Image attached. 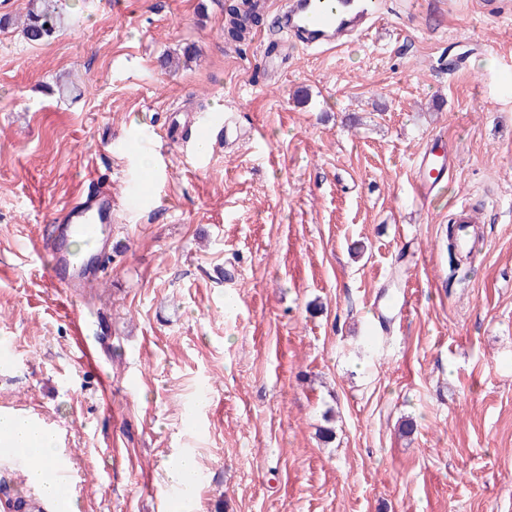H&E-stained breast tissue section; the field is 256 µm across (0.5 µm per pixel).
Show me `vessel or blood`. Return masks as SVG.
Wrapping results in <instances>:
<instances>
[{"label": "vessel or blood", "instance_id": "b4317fda", "mask_svg": "<svg viewBox=\"0 0 512 512\" xmlns=\"http://www.w3.org/2000/svg\"><path fill=\"white\" fill-rule=\"evenodd\" d=\"M380 14L377 0H290L285 23L305 45L336 47L345 36L369 30ZM416 168L421 193H433L448 173L450 155L444 147H429L419 155ZM51 222L52 236L43 243L51 256L46 273L70 295H79L98 278L92 258L103 256L111 242L112 195L98 190L78 195L54 214ZM453 222L458 228V245L468 247L474 217L467 204H460ZM75 240L83 242V252L70 249ZM56 469L58 501L64 504L73 499L76 482L67 473L64 459H57Z\"/></svg>", "mask_w": 512, "mask_h": 512}]
</instances>
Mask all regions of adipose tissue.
<instances>
[{
    "instance_id": "adipose-tissue-1",
    "label": "adipose tissue",
    "mask_w": 512,
    "mask_h": 512,
    "mask_svg": "<svg viewBox=\"0 0 512 512\" xmlns=\"http://www.w3.org/2000/svg\"><path fill=\"white\" fill-rule=\"evenodd\" d=\"M0 446L4 448L30 449L41 461V467L32 469L31 479L39 491L46 497H54L56 485L45 476V470L51 467L57 450L54 433L37 427L25 418L15 414H0Z\"/></svg>"
}]
</instances>
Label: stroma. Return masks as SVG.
Instances as JSON below:
<instances>
[{
	"mask_svg": "<svg viewBox=\"0 0 512 512\" xmlns=\"http://www.w3.org/2000/svg\"><path fill=\"white\" fill-rule=\"evenodd\" d=\"M61 3L55 39L0 29V412L66 435L75 512H161L186 450V512H512V0H384L321 50L281 0L237 47L224 0ZM221 110L238 139L186 124ZM91 187L112 247L72 298L37 248ZM450 155L442 145L429 147L421 153L416 162L421 194L436 191L450 168ZM475 220L468 208L467 203H461L458 211L453 217V224H457V243L460 247L467 250L469 249V242L472 239L471 235V224H474Z\"/></svg>",
	"mask_w": 512,
	"mask_h": 512,
	"instance_id": "1",
	"label": "stroma"
}]
</instances>
